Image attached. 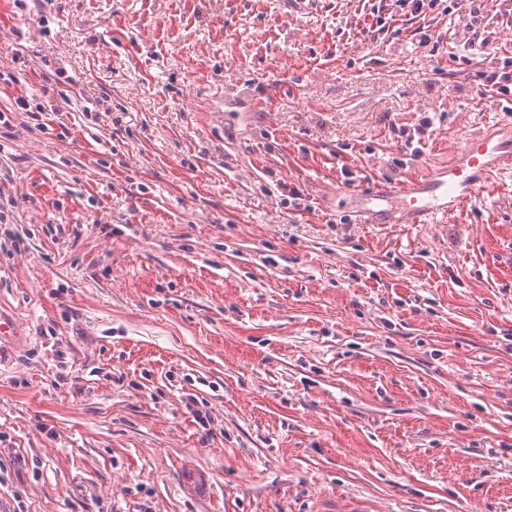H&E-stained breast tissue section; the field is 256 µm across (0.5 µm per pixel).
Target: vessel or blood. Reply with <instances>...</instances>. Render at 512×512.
I'll return each instance as SVG.
<instances>
[{
    "label": "vessel or blood",
    "instance_id": "obj_1",
    "mask_svg": "<svg viewBox=\"0 0 512 512\" xmlns=\"http://www.w3.org/2000/svg\"><path fill=\"white\" fill-rule=\"evenodd\" d=\"M504 172H512V139L476 131L448 164L401 185L377 182L360 186L350 197L362 223L426 224L439 216L462 213L479 185Z\"/></svg>",
    "mask_w": 512,
    "mask_h": 512
}]
</instances>
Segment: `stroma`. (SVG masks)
<instances>
[{
    "instance_id": "35a3bbf8",
    "label": "stroma",
    "mask_w": 512,
    "mask_h": 512,
    "mask_svg": "<svg viewBox=\"0 0 512 512\" xmlns=\"http://www.w3.org/2000/svg\"><path fill=\"white\" fill-rule=\"evenodd\" d=\"M447 5L0 0V512H512V173L347 203L503 120ZM494 132L469 135L448 164L401 185L377 182L352 190L363 224H429L455 216L472 201L478 186L496 174L512 172V139Z\"/></svg>"
}]
</instances>
